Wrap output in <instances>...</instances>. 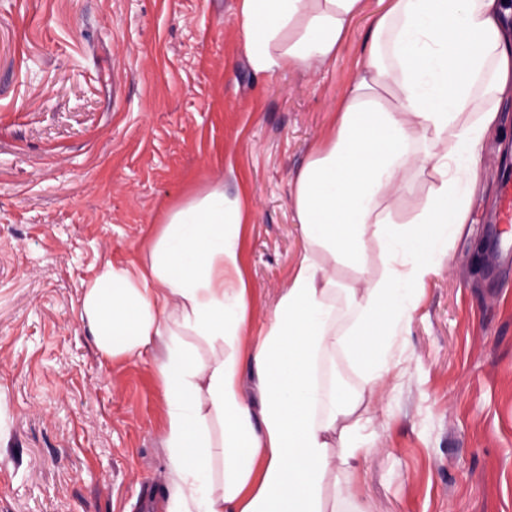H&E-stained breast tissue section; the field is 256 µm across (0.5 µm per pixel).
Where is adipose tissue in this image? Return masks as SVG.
I'll list each match as a JSON object with an SVG mask.
<instances>
[{"label": "adipose tissue", "instance_id": "1", "mask_svg": "<svg viewBox=\"0 0 512 512\" xmlns=\"http://www.w3.org/2000/svg\"><path fill=\"white\" fill-rule=\"evenodd\" d=\"M363 0H240L255 71L322 70ZM505 0H388L328 135L289 182L301 257L253 323L247 216L223 183L168 207L135 259L108 261L78 308L109 363L153 353L170 468L164 512H367L355 432L448 243L469 223L479 162L512 100ZM429 177L410 214L400 200ZM383 257L368 274V251ZM354 269L346 282L336 265ZM344 359L359 383L336 380ZM251 366L259 406L241 394ZM336 470H328L329 455Z\"/></svg>", "mask_w": 512, "mask_h": 512}]
</instances>
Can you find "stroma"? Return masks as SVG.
Instances as JSON below:
<instances>
[{
    "label": "stroma",
    "mask_w": 512,
    "mask_h": 512,
    "mask_svg": "<svg viewBox=\"0 0 512 512\" xmlns=\"http://www.w3.org/2000/svg\"><path fill=\"white\" fill-rule=\"evenodd\" d=\"M384 0L335 61L258 73L239 0H0V512H136L169 485L151 358L103 363L83 284L162 207L223 180L250 214L254 316L303 246L288 182L327 133ZM368 404V512H512V263L486 232L506 148Z\"/></svg>",
    "instance_id": "35a3bbf8"
}]
</instances>
